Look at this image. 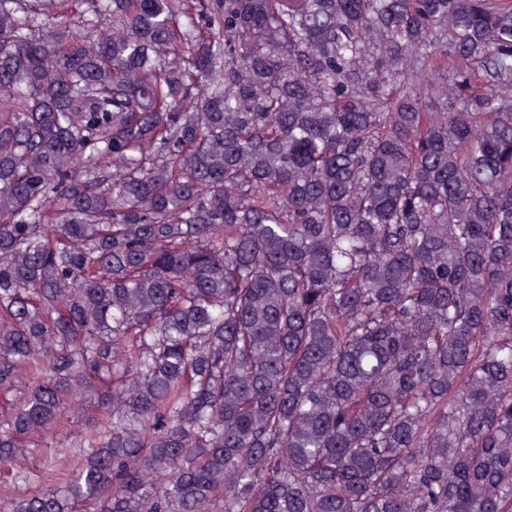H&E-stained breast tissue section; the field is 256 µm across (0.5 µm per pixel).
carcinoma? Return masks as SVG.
<instances>
[{
    "label": "carcinoma",
    "mask_w": 512,
    "mask_h": 512,
    "mask_svg": "<svg viewBox=\"0 0 512 512\" xmlns=\"http://www.w3.org/2000/svg\"><path fill=\"white\" fill-rule=\"evenodd\" d=\"M0 512H512V0H0Z\"/></svg>",
    "instance_id": "1"
}]
</instances>
